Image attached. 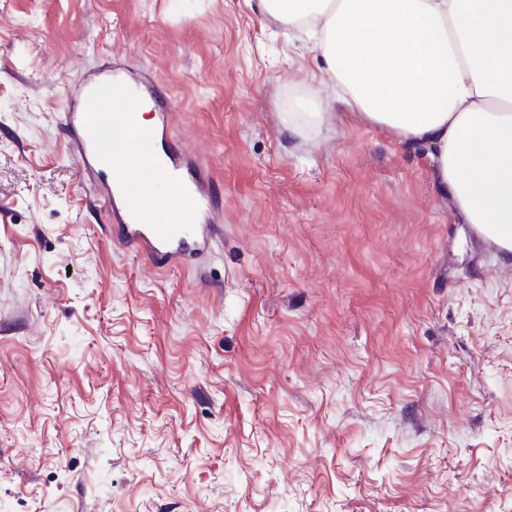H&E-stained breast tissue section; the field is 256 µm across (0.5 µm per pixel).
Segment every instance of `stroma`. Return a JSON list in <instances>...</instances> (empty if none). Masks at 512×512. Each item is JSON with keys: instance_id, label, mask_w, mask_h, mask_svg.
Returning a JSON list of instances; mask_svg holds the SVG:
<instances>
[{"instance_id": "stroma-1", "label": "stroma", "mask_w": 512, "mask_h": 512, "mask_svg": "<svg viewBox=\"0 0 512 512\" xmlns=\"http://www.w3.org/2000/svg\"><path fill=\"white\" fill-rule=\"evenodd\" d=\"M111 67L224 199L170 267L67 149ZM323 80L259 0H0V512H512V265Z\"/></svg>"}]
</instances>
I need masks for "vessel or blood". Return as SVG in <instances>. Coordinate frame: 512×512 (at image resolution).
I'll return each mask as SVG.
<instances>
[{"label":"vessel or blood","instance_id":"vessel-or-blood-1","mask_svg":"<svg viewBox=\"0 0 512 512\" xmlns=\"http://www.w3.org/2000/svg\"><path fill=\"white\" fill-rule=\"evenodd\" d=\"M147 90L118 71L89 73L70 95L64 127L80 171L103 176L101 196L121 240L165 266L207 244L222 198L203 173L188 176L180 150L159 152L169 113H160L151 130L140 129L137 111Z\"/></svg>","mask_w":512,"mask_h":512}]
</instances>
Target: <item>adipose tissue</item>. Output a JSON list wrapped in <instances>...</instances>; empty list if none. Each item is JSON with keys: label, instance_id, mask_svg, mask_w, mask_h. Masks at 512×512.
Wrapping results in <instances>:
<instances>
[{"label": "adipose tissue", "instance_id": "1", "mask_svg": "<svg viewBox=\"0 0 512 512\" xmlns=\"http://www.w3.org/2000/svg\"><path fill=\"white\" fill-rule=\"evenodd\" d=\"M336 96L422 146L464 223L512 238V0H260Z\"/></svg>", "mask_w": 512, "mask_h": 512}]
</instances>
